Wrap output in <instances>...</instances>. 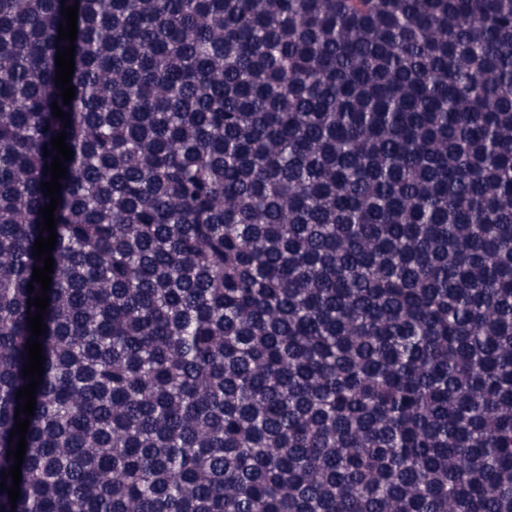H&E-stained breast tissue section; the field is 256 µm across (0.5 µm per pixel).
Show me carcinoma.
I'll return each instance as SVG.
<instances>
[{"label":"carcinoma","mask_w":512,"mask_h":512,"mask_svg":"<svg viewBox=\"0 0 512 512\" xmlns=\"http://www.w3.org/2000/svg\"><path fill=\"white\" fill-rule=\"evenodd\" d=\"M61 132L0 512H512V0H0V473Z\"/></svg>","instance_id":"cac0c4a2"}]
</instances>
